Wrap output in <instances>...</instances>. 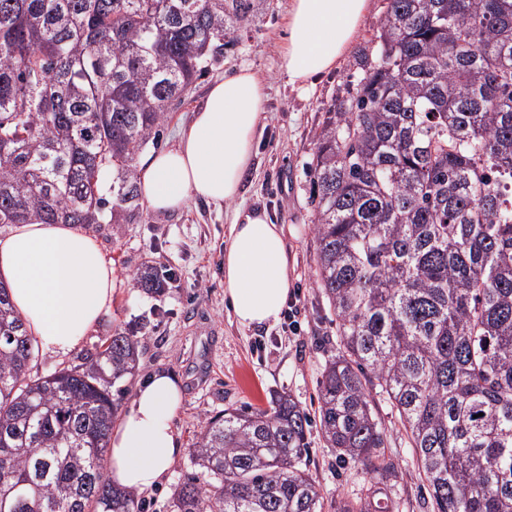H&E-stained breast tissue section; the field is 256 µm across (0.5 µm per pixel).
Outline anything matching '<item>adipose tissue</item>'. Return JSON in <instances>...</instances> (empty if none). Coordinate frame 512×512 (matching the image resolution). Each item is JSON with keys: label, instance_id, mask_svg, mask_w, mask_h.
<instances>
[{"label": "adipose tissue", "instance_id": "1", "mask_svg": "<svg viewBox=\"0 0 512 512\" xmlns=\"http://www.w3.org/2000/svg\"><path fill=\"white\" fill-rule=\"evenodd\" d=\"M368 0H291L280 70L305 90L339 68L367 13ZM265 88L243 67L214 83L176 145L138 168L144 205L176 213L192 199L235 200L264 117ZM112 263L94 236L70 224H16L0 236V281L37 342L56 354L79 349L112 309ZM290 280L283 232L268 218L241 213L224 246V297L245 328L276 324ZM181 394L165 373L141 384L112 430L107 475L116 486L146 491L161 482L181 451L172 419Z\"/></svg>", "mask_w": 512, "mask_h": 512}]
</instances>
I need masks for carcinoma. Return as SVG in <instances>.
I'll list each match as a JSON object with an SVG mask.
<instances>
[{
  "label": "carcinoma",
  "instance_id": "1",
  "mask_svg": "<svg viewBox=\"0 0 512 512\" xmlns=\"http://www.w3.org/2000/svg\"><path fill=\"white\" fill-rule=\"evenodd\" d=\"M254 0H0V224H128L135 156ZM314 144L317 287L338 355L323 438L374 475L329 506L288 396L210 419L171 512H394L373 413L410 433L434 512H512V0H388ZM155 267L135 274L153 289ZM0 284V512H140L105 454L138 341L48 376Z\"/></svg>",
  "mask_w": 512,
  "mask_h": 512
}]
</instances>
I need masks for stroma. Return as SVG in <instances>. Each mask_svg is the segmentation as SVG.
Masks as SVG:
<instances>
[{
    "instance_id": "obj_1",
    "label": "stroma",
    "mask_w": 512,
    "mask_h": 512,
    "mask_svg": "<svg viewBox=\"0 0 512 512\" xmlns=\"http://www.w3.org/2000/svg\"><path fill=\"white\" fill-rule=\"evenodd\" d=\"M289 2L258 0L249 21L230 30L224 54L209 73L193 83L184 102L170 106L155 143L146 148L152 154L173 147L211 84L240 67H253L266 88L265 119L241 195L220 207L192 201L173 214H155L141 205L131 223L87 227L111 260L116 285L112 310L86 339L84 350L117 332L137 339L139 361L122 384L119 410L127 409L138 385L154 372L174 377L183 393L173 420L181 452L160 485L137 493L144 512H171V494L189 470L191 448L211 417L227 409L267 407L276 393L314 410L321 369L337 353L336 317L316 286L309 163L326 112L346 99L359 79L355 60L375 35L387 0H369L339 69L306 91L291 88L279 70ZM241 210L264 213L283 228L288 299L294 304L297 332L279 324L241 327L224 300V242ZM145 265L162 271L161 289L135 286L133 276ZM373 411L387 435L386 452L398 466L396 512H432L404 427L382 397H375ZM307 467L327 500L356 497L371 480L359 462L337 459L316 427L309 433Z\"/></svg>"
}]
</instances>
